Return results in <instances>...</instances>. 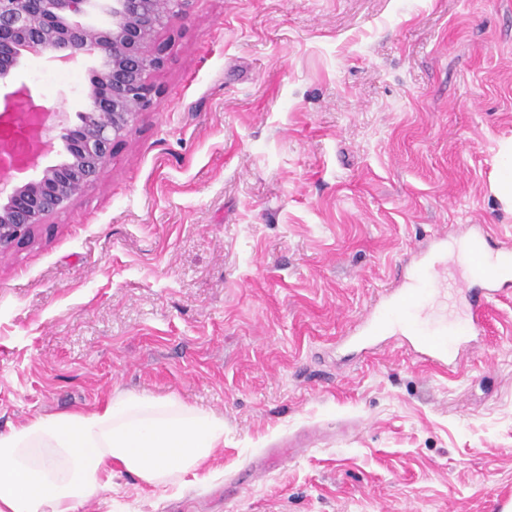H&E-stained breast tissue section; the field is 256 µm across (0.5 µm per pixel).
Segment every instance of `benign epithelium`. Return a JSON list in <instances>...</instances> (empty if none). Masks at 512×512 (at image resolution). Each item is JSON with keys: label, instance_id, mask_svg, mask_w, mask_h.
Masks as SVG:
<instances>
[{"label": "benign epithelium", "instance_id": "obj_1", "mask_svg": "<svg viewBox=\"0 0 512 512\" xmlns=\"http://www.w3.org/2000/svg\"><path fill=\"white\" fill-rule=\"evenodd\" d=\"M190 0H0V82L29 57L68 64L91 59L86 108L68 113L35 103L22 84L0 100V170H38L0 185V257L48 217L69 208L96 182L139 111L152 103L149 75L163 64L157 30L183 14ZM93 11L103 26L83 23ZM61 145L62 159L39 168Z\"/></svg>", "mask_w": 512, "mask_h": 512}]
</instances>
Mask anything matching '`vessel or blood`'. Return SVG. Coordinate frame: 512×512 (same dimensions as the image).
<instances>
[{"instance_id": "obj_1", "label": "vessel or blood", "mask_w": 512, "mask_h": 512, "mask_svg": "<svg viewBox=\"0 0 512 512\" xmlns=\"http://www.w3.org/2000/svg\"><path fill=\"white\" fill-rule=\"evenodd\" d=\"M490 244L482 224L453 244L435 237L434 252L423 255L416 275L386 293L350 330L347 342L367 347L395 333L418 357L447 368L465 340L481 331L489 300L512 288V248L493 252ZM452 263L459 273L450 280L445 271Z\"/></svg>"}]
</instances>
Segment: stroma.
Instances as JSON below:
<instances>
[{
	"instance_id": "35a3bbf8",
	"label": "stroma",
	"mask_w": 512,
	"mask_h": 512,
	"mask_svg": "<svg viewBox=\"0 0 512 512\" xmlns=\"http://www.w3.org/2000/svg\"><path fill=\"white\" fill-rule=\"evenodd\" d=\"M99 180L0 258V432L120 392L224 422L183 486L77 512H492L512 497V296L452 373L338 339L483 224L512 137V0H190ZM29 59L36 102L84 110Z\"/></svg>"
}]
</instances>
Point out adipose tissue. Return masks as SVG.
I'll list each match as a JSON object with an SVG mask.
<instances>
[{
  "instance_id": "1",
  "label": "adipose tissue",
  "mask_w": 512,
  "mask_h": 512,
  "mask_svg": "<svg viewBox=\"0 0 512 512\" xmlns=\"http://www.w3.org/2000/svg\"><path fill=\"white\" fill-rule=\"evenodd\" d=\"M223 443V421L146 394L35 416L0 432V512H77L119 469L154 487L176 484Z\"/></svg>"
}]
</instances>
